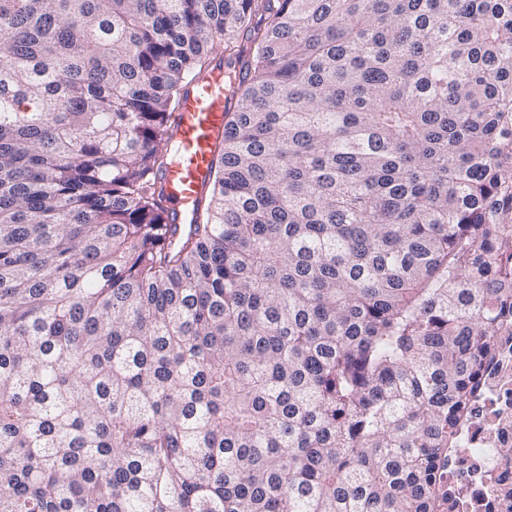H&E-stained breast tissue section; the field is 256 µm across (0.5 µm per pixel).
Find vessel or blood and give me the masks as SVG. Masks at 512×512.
Wrapping results in <instances>:
<instances>
[{
  "label": "vessel or blood",
  "instance_id": "1",
  "mask_svg": "<svg viewBox=\"0 0 512 512\" xmlns=\"http://www.w3.org/2000/svg\"><path fill=\"white\" fill-rule=\"evenodd\" d=\"M174 124L180 160L167 171L163 187L169 222L188 224L193 217L189 206L201 196L216 146L224 136L223 68L190 88Z\"/></svg>",
  "mask_w": 512,
  "mask_h": 512
}]
</instances>
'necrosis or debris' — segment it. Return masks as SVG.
Segmentation results:
<instances>
[{
  "label": "necrosis or debris",
  "instance_id": "1",
  "mask_svg": "<svg viewBox=\"0 0 512 512\" xmlns=\"http://www.w3.org/2000/svg\"><path fill=\"white\" fill-rule=\"evenodd\" d=\"M459 448L448 461V480L462 500L463 512H512L500 483L512 482V346H504L485 374L481 394L459 432Z\"/></svg>",
  "mask_w": 512,
  "mask_h": 512
}]
</instances>
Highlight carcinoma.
Instances as JSON below:
<instances>
[{"instance_id":"obj_1","label":"carcinoma","mask_w":512,"mask_h":512,"mask_svg":"<svg viewBox=\"0 0 512 512\" xmlns=\"http://www.w3.org/2000/svg\"><path fill=\"white\" fill-rule=\"evenodd\" d=\"M509 342L512 0H0V512H456ZM224 68L194 83L174 118L180 161L163 180L170 224H190L217 144L224 136Z\"/></svg>"}]
</instances>
